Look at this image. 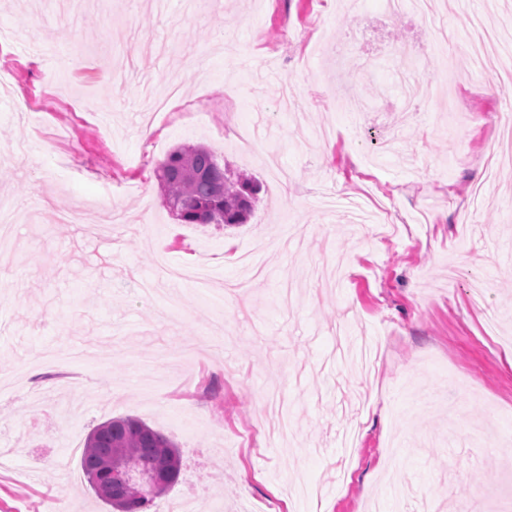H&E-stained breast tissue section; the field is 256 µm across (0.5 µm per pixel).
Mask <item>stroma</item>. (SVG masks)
<instances>
[{"instance_id": "35a3bbf8", "label": "stroma", "mask_w": 512, "mask_h": 512, "mask_svg": "<svg viewBox=\"0 0 512 512\" xmlns=\"http://www.w3.org/2000/svg\"><path fill=\"white\" fill-rule=\"evenodd\" d=\"M484 3L0 0V201L83 218L19 221L0 266V512H112L76 450L124 416L181 455L149 512H512V166L471 193L512 46L472 69ZM187 143L260 184L247 224L169 213Z\"/></svg>"}]
</instances>
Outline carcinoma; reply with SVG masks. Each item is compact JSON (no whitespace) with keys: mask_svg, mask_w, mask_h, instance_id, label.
I'll use <instances>...</instances> for the list:
<instances>
[{"mask_svg":"<svg viewBox=\"0 0 512 512\" xmlns=\"http://www.w3.org/2000/svg\"><path fill=\"white\" fill-rule=\"evenodd\" d=\"M158 178L166 205L183 224L201 223L203 211L218 217L219 224H245L259 192L255 180L246 174L228 175L214 153L202 145H182L171 150L159 166ZM108 460L154 477L146 500L115 492L113 512H146L180 475V455L175 443L136 417L112 418L87 436L80 466L91 489H96L97 480L105 479L104 464Z\"/></svg>","mask_w":512,"mask_h":512,"instance_id":"obj_1","label":"carcinoma"}]
</instances>
